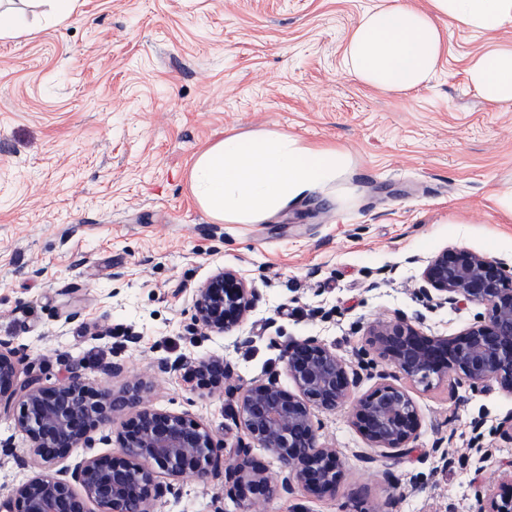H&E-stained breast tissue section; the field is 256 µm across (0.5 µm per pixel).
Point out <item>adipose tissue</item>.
<instances>
[{"label":"adipose tissue","instance_id":"1","mask_svg":"<svg viewBox=\"0 0 512 512\" xmlns=\"http://www.w3.org/2000/svg\"><path fill=\"white\" fill-rule=\"evenodd\" d=\"M465 28L486 39L467 74L480 97L512 105V46L495 36L512 27V0H428L417 9L406 0L363 13L349 35L345 57L352 78L392 92L425 86L446 49V30ZM351 164L332 145H310L264 129L230 134L199 152L189 170L192 195L213 219L260 224L314 191H329Z\"/></svg>","mask_w":512,"mask_h":512}]
</instances>
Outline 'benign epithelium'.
<instances>
[{
    "mask_svg": "<svg viewBox=\"0 0 512 512\" xmlns=\"http://www.w3.org/2000/svg\"><path fill=\"white\" fill-rule=\"evenodd\" d=\"M414 295L428 308L463 302L480 305L483 312L450 336L425 335L405 317L371 322L365 330L366 346L357 349L356 369L316 337L294 342L285 361L295 390L272 379L228 389L236 400L230 419L248 438L228 452L214 443L202 424L147 406L143 382L117 392L105 385L93 390L77 368L53 386L40 384L32 367L22 379L20 349L0 338V409L7 411L20 402L15 425L30 442L29 460L14 454L11 440L0 442V451L13 456L17 466H42L63 458L87 444L88 433L109 425L114 414L131 411L117 434L120 455L85 457L68 479L35 472L0 509L90 512L89 504L94 503L102 512H155L156 502L171 492L167 480L188 473L201 481L222 474L224 484L247 490L251 503L278 493L303 491L322 497L336 492L343 461L339 451L320 441L317 413L334 412L354 400V426L385 459L407 453L421 427L409 389L385 375L352 398L361 371L373 363L369 355L387 362L416 388L429 390L456 375L473 389L495 383L512 393V267L481 253L446 247L425 261ZM259 300L258 289L239 271L221 269L192 294L194 324L202 336L233 333ZM189 370L200 384L220 387L232 366L222 357H210ZM254 447L279 461L276 475L256 463ZM502 479L508 491L479 494L472 512H512V471Z\"/></svg>",
    "mask_w": 512,
    "mask_h": 512,
    "instance_id": "7a95c632",
    "label": "benign epithelium"
}]
</instances>
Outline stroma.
Masks as SVG:
<instances>
[{
	"instance_id": "stroma-1",
	"label": "stroma",
	"mask_w": 512,
	"mask_h": 512,
	"mask_svg": "<svg viewBox=\"0 0 512 512\" xmlns=\"http://www.w3.org/2000/svg\"><path fill=\"white\" fill-rule=\"evenodd\" d=\"M379 3L76 0L61 22L22 8L35 28L0 38V336L44 384L74 362L94 387L148 381L152 408L232 446L243 432L225 388L189 380L186 365L220 355L235 369L225 387L272 377L288 388L293 340L317 337L353 365L359 325L403 316L439 336L473 322L480 306L429 309L413 290L446 247L512 265V220L497 202L512 187V107L470 88L485 39L463 28L428 87L403 95L351 78L346 41ZM259 128L336 145L352 163L335 194L268 222L212 219L189 188L195 155ZM224 267L262 299L237 333L197 335L189 295ZM161 359L179 370L156 373ZM112 360L124 370L103 378L97 366ZM411 395L422 422L411 453L365 463L350 409L320 414L322 442L344 461L336 494L278 495L251 512H471L512 463L496 432L512 394L452 377ZM439 441L454 465L432 456ZM218 500L250 512L225 499L220 477L176 482L155 512H213Z\"/></svg>"
}]
</instances>
